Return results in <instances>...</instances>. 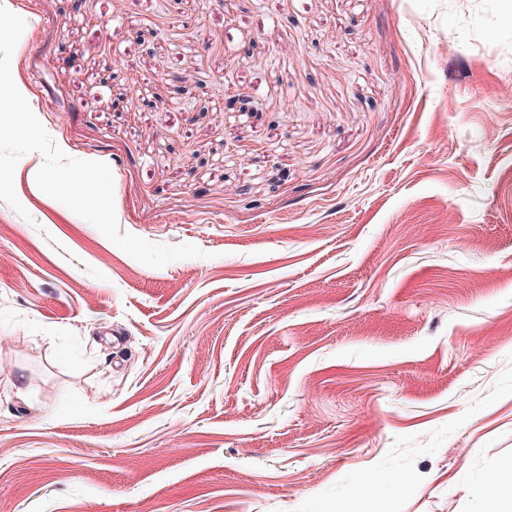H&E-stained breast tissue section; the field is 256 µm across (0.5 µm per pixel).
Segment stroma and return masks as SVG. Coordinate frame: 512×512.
Segmentation results:
<instances>
[{
    "label": "stroma",
    "mask_w": 512,
    "mask_h": 512,
    "mask_svg": "<svg viewBox=\"0 0 512 512\" xmlns=\"http://www.w3.org/2000/svg\"><path fill=\"white\" fill-rule=\"evenodd\" d=\"M511 4L7 0L121 230L204 255L141 264L19 160L0 512H482L512 476Z\"/></svg>",
    "instance_id": "obj_1"
}]
</instances>
